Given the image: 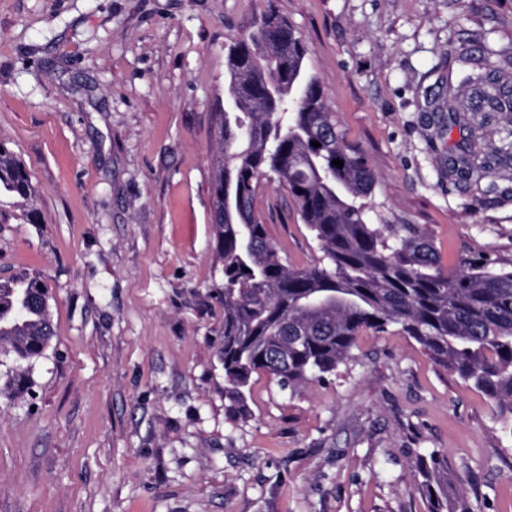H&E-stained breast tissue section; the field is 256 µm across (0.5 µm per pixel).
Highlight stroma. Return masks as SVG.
Here are the masks:
<instances>
[{"mask_svg": "<svg viewBox=\"0 0 512 512\" xmlns=\"http://www.w3.org/2000/svg\"><path fill=\"white\" fill-rule=\"evenodd\" d=\"M271 3L379 176L375 213L426 225L450 269L512 258V180L465 188L469 133L425 97L474 73L465 52L512 72V0H0V144L40 217L0 195V281L39 277L55 329L35 396L0 395V512H428L432 452L450 495L512 512V430L398 328L293 389L255 374L225 413L215 112L227 45ZM256 213L318 261L285 187L261 181Z\"/></svg>", "mask_w": 512, "mask_h": 512, "instance_id": "1", "label": "stroma"}]
</instances>
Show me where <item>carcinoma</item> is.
Segmentation results:
<instances>
[{
	"mask_svg": "<svg viewBox=\"0 0 512 512\" xmlns=\"http://www.w3.org/2000/svg\"><path fill=\"white\" fill-rule=\"evenodd\" d=\"M279 20L282 40L263 25ZM307 45L274 9L226 54L227 94L237 108L219 109L220 156L214 179L212 224L224 284L225 413L247 411L252 374L283 388L320 379L352 357L358 336L396 326L436 364L483 392L504 423L512 422V259H463L453 273L441 266L424 224H375L367 202L377 175L364 153L345 139L316 77L306 67ZM277 95L269 97V84ZM470 147L451 160L470 182L512 170V77L489 70L462 81ZM491 123L503 133L483 145L476 132ZM320 143L316 148L311 142ZM344 162L339 168L332 161ZM286 187L321 257L296 267L279 255L255 215L258 181ZM237 207L224 210V188ZM32 199L22 161L0 145V193ZM46 285L22 275L0 282V395L32 392L31 372L54 337ZM428 512H473L448 499V463L435 454L417 460Z\"/></svg>",
	"mask_w": 512,
	"mask_h": 512,
	"instance_id": "carcinoma-1",
	"label": "carcinoma"
}]
</instances>
